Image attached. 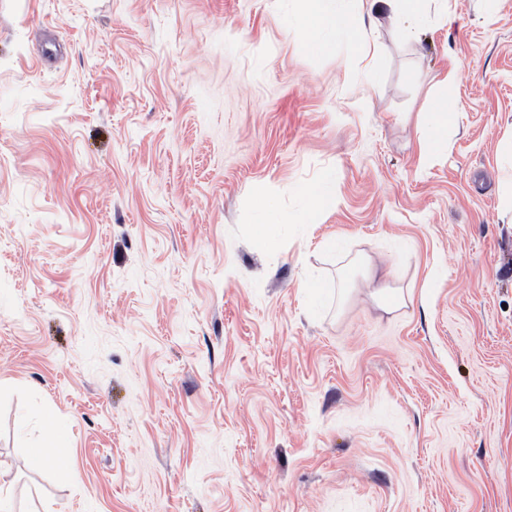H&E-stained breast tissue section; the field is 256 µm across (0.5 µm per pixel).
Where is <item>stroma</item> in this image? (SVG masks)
Segmentation results:
<instances>
[{
    "label": "stroma",
    "mask_w": 512,
    "mask_h": 512,
    "mask_svg": "<svg viewBox=\"0 0 512 512\" xmlns=\"http://www.w3.org/2000/svg\"><path fill=\"white\" fill-rule=\"evenodd\" d=\"M426 8L370 65L292 0H0L14 512H512V0ZM426 135L423 148L426 156L440 153L447 146V128L452 116L448 107V99L440 100L432 112H427ZM335 182V174L327 172L316 187L307 193L311 213L323 210L333 203ZM368 297L373 303L385 312L406 307L413 301V287L411 285H397L395 287L381 286L368 289Z\"/></svg>",
    "instance_id": "1"
}]
</instances>
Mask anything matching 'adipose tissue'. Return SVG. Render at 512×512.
Listing matches in <instances>:
<instances>
[{
	"label": "adipose tissue",
	"instance_id": "adipose-tissue-1",
	"mask_svg": "<svg viewBox=\"0 0 512 512\" xmlns=\"http://www.w3.org/2000/svg\"><path fill=\"white\" fill-rule=\"evenodd\" d=\"M302 12V29L315 47L336 43L360 45L365 55H375L361 15H369L370 26L382 22L402 24L407 41H415L417 28L424 22L423 0H294Z\"/></svg>",
	"mask_w": 512,
	"mask_h": 512
}]
</instances>
